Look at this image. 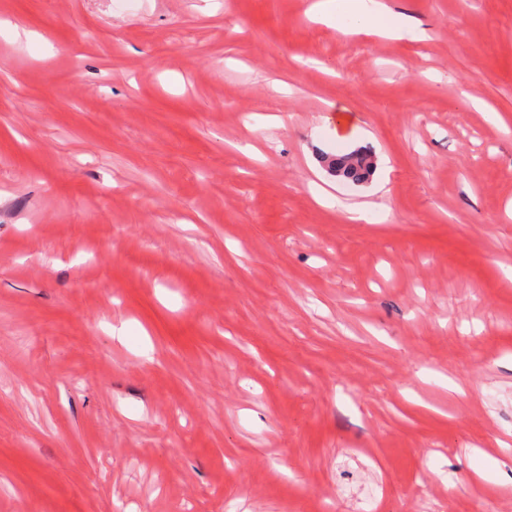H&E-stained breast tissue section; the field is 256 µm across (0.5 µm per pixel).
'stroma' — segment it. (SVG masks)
I'll list each match as a JSON object with an SVG mask.
<instances>
[{"instance_id":"35a3bbf8","label":"stroma","mask_w":512,"mask_h":512,"mask_svg":"<svg viewBox=\"0 0 512 512\" xmlns=\"http://www.w3.org/2000/svg\"><path fill=\"white\" fill-rule=\"evenodd\" d=\"M311 3L0 0V512H512V0ZM317 8L328 22L347 14L354 16L367 31H384L397 38L407 35L412 39L426 37L425 31L419 29L412 18L390 13L380 0H320ZM355 154L364 157H372L370 151L360 149L336 156L322 155L321 159L322 162L328 161L331 163V165H334L336 168H338L340 170V175H342V178L355 183H362L366 179H368V177L373 172L374 167L373 164H370L368 167H364L361 164L351 162V156Z\"/></svg>"}]
</instances>
